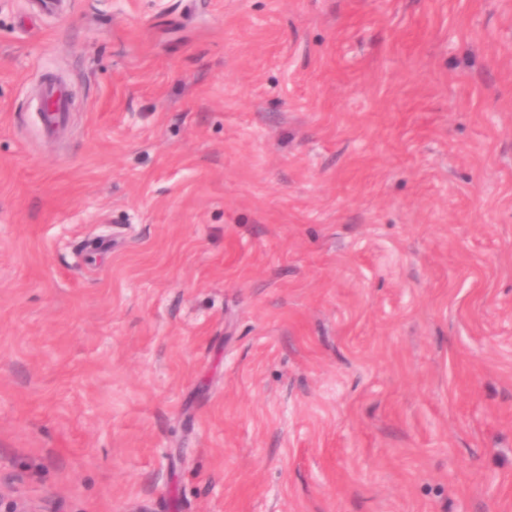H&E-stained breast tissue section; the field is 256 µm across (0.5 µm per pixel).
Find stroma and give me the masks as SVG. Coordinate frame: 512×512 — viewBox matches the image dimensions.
<instances>
[{
    "instance_id": "35a3bbf8",
    "label": "stroma",
    "mask_w": 512,
    "mask_h": 512,
    "mask_svg": "<svg viewBox=\"0 0 512 512\" xmlns=\"http://www.w3.org/2000/svg\"><path fill=\"white\" fill-rule=\"evenodd\" d=\"M0 493L512 512V0H0ZM46 102L50 104L48 110H46ZM40 112L47 113V118L44 117L43 119V125L47 132L55 131L61 127L68 112V99L65 89L54 83H48L44 90L43 105Z\"/></svg>"
}]
</instances>
